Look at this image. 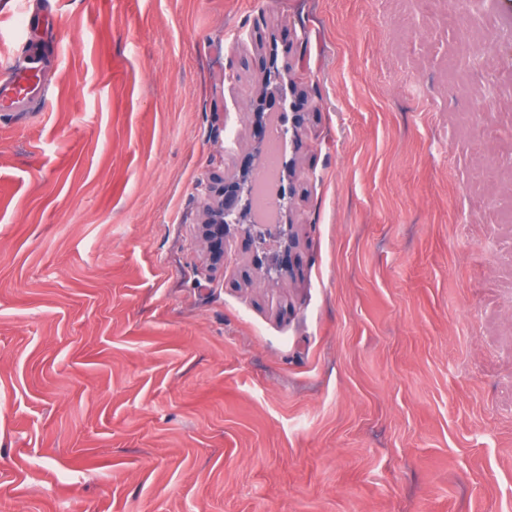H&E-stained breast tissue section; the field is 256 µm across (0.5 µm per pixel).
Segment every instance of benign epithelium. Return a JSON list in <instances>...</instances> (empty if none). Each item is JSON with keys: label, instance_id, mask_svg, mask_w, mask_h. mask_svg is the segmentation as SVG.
Here are the masks:
<instances>
[{"label": "benign epithelium", "instance_id": "7a95c632", "mask_svg": "<svg viewBox=\"0 0 512 512\" xmlns=\"http://www.w3.org/2000/svg\"><path fill=\"white\" fill-rule=\"evenodd\" d=\"M303 106L290 104L293 109L291 124L283 135L299 142L306 135L305 106L309 97L301 95ZM223 189L212 190V179H207L205 195L201 200L205 219L199 232L207 243L212 265H222L228 257L227 246L237 239L251 251V264L256 279L264 282L283 281L293 276V255L298 240L293 224H249L245 221L249 204V189L239 174L222 177Z\"/></svg>", "mask_w": 512, "mask_h": 512}]
</instances>
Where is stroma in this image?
Returning <instances> with one entry per match:
<instances>
[{"label": "stroma", "instance_id": "1", "mask_svg": "<svg viewBox=\"0 0 512 512\" xmlns=\"http://www.w3.org/2000/svg\"><path fill=\"white\" fill-rule=\"evenodd\" d=\"M0 112V512H512V0H36ZM299 271L212 268L258 54ZM29 41L32 40L28 38L25 45ZM25 45L23 67L14 69L8 78L0 82V112H19L20 106L30 100L47 98L40 82L44 59L33 47L25 50ZM301 100L303 103H301L302 107H297L294 102H291L289 105L290 108L293 109L291 124L289 127H286L283 131L284 137H289L291 141L299 142L302 141V138L306 135L307 129V116L309 112H305L304 106L309 107V97L305 95L304 93L301 94Z\"/></svg>", "mask_w": 512, "mask_h": 512}]
</instances>
